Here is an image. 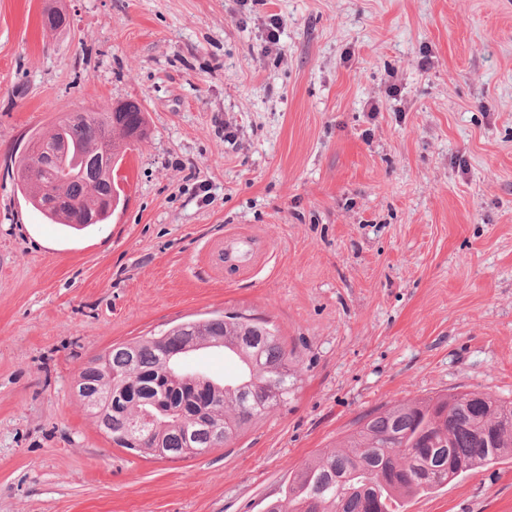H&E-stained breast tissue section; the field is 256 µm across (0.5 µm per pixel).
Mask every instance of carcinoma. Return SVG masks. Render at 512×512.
Listing matches in <instances>:
<instances>
[{"instance_id":"1","label":"carcinoma","mask_w":512,"mask_h":512,"mask_svg":"<svg viewBox=\"0 0 512 512\" xmlns=\"http://www.w3.org/2000/svg\"><path fill=\"white\" fill-rule=\"evenodd\" d=\"M143 130L144 111L132 101L77 121L67 116L32 138L44 146L65 137L68 154L51 164L26 155L13 180L53 224L82 230L85 210L105 224L125 205L118 172ZM176 346L192 353L222 348L241 362L240 377L219 382L224 390L205 409L222 438L195 439L188 419L159 414L139 453L195 457L230 441L269 409L288 404L297 378L288 370L285 343L268 323L226 313L193 326L180 324L158 336L113 345L105 368L92 362L83 367L99 396L88 410L98 422L111 421L116 446L124 447L122 436L138 411L134 404L109 408L110 393L128 381L159 376ZM346 447L349 451L323 452L297 469L285 489L290 512H399L404 496L429 493L472 469L502 463L512 458V401L474 390L400 402L360 418Z\"/></svg>"}]
</instances>
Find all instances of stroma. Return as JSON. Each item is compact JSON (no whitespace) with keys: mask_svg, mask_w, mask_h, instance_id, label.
I'll list each match as a JSON object with an SVG mask.
<instances>
[{"mask_svg":"<svg viewBox=\"0 0 512 512\" xmlns=\"http://www.w3.org/2000/svg\"><path fill=\"white\" fill-rule=\"evenodd\" d=\"M127 101L123 210L48 223L30 132ZM227 312L291 351L287 406L112 444L79 369ZM464 390L512 400V0H0V512H266L364 414ZM404 512H512V459Z\"/></svg>","mask_w":512,"mask_h":512,"instance_id":"obj_1","label":"stroma"}]
</instances>
